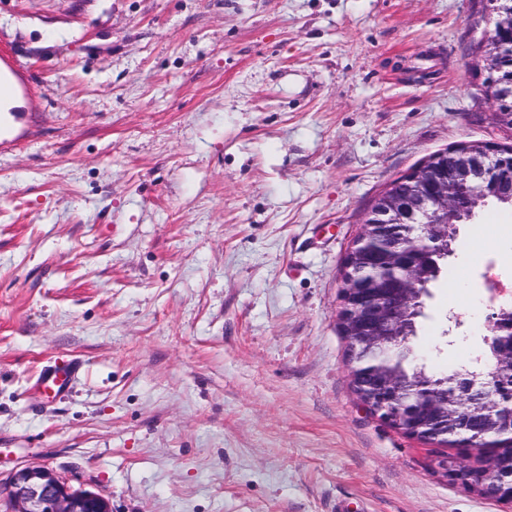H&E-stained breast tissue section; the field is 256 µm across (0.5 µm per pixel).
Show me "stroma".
I'll list each match as a JSON object with an SVG mask.
<instances>
[{
    "mask_svg": "<svg viewBox=\"0 0 512 512\" xmlns=\"http://www.w3.org/2000/svg\"><path fill=\"white\" fill-rule=\"evenodd\" d=\"M488 0H0V488L45 465L112 512H512L475 454L365 410L339 329L368 208L429 155L512 145ZM512 213L457 228L416 365L487 348ZM498 224L496 242L482 225ZM84 370L47 402L54 360Z\"/></svg>",
    "mask_w": 512,
    "mask_h": 512,
    "instance_id": "stroma-1",
    "label": "stroma"
}]
</instances>
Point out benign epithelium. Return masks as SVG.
Wrapping results in <instances>:
<instances>
[{"mask_svg": "<svg viewBox=\"0 0 512 512\" xmlns=\"http://www.w3.org/2000/svg\"><path fill=\"white\" fill-rule=\"evenodd\" d=\"M487 99L512 97V0L491 12L481 41ZM512 195V152L493 143L460 144L434 153L390 183L370 205L361 231L344 259L339 328L349 352V376L360 404L393 428L409 406L425 416L405 435L458 440L476 450L480 464L459 471L440 462L444 474L468 491L512 502V456L486 449L512 442V325L492 316L494 360L484 369L497 387L493 395L463 391L448 397L396 377L391 363L405 342L406 315L418 307L423 274L419 250L450 252L448 215L461 213L491 194ZM7 512H112L101 494L75 488L44 465L16 469L5 487Z\"/></svg>", "mask_w": 512, "mask_h": 512, "instance_id": "7a95c632", "label": "benign epithelium"}]
</instances>
